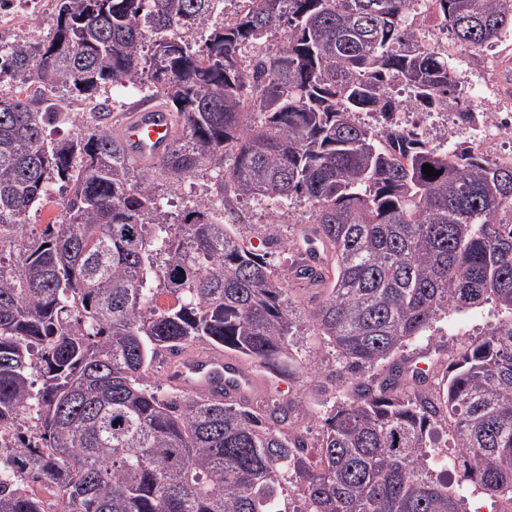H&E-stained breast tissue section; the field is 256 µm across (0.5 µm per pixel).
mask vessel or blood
<instances>
[{"mask_svg": "<svg viewBox=\"0 0 512 512\" xmlns=\"http://www.w3.org/2000/svg\"><path fill=\"white\" fill-rule=\"evenodd\" d=\"M123 138L132 156L141 162L155 159L171 144L172 130L155 110L144 109L125 125ZM175 381L193 393L214 396L217 386L245 394L253 385L252 376L241 365L219 353H207L182 361L173 370Z\"/></svg>", "mask_w": 512, "mask_h": 512, "instance_id": "b4317fda", "label": "vessel or blood"}]
</instances>
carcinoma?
<instances>
[{
  "label": "carcinoma",
  "mask_w": 512,
  "mask_h": 512,
  "mask_svg": "<svg viewBox=\"0 0 512 512\" xmlns=\"http://www.w3.org/2000/svg\"><path fill=\"white\" fill-rule=\"evenodd\" d=\"M417 0H56L47 45L0 44V73L40 84L42 106L0 99V512H463L429 460L512 512V163L477 146L437 151L393 125L406 90L433 112L460 99L448 58L408 23ZM460 47L512 31V0H434ZM182 31L201 33L191 43ZM278 53L243 61L258 35ZM112 83L167 113L171 150L138 166ZM94 103L83 130L58 101ZM375 112L385 125L355 120ZM208 164L212 196L180 214L162 187ZM442 172L429 177L423 164ZM66 223L26 241L51 183ZM310 204L315 266L288 268L224 221L233 201ZM493 300L511 313L407 387L405 347L450 312ZM334 357L317 454L305 407L212 399L152 373L161 352L223 351L254 367H303L301 324ZM41 382H36L32 376ZM449 423L457 453L433 443ZM34 423V436L17 433ZM107 96L109 97L108 103L111 105L112 127H115L117 124L126 120L125 116H127V114H123L125 112L124 109H126V106L120 107V105L122 103H132L139 99V97L132 91L122 87H112V85L106 88V93L101 92L98 99L103 100Z\"/></svg>",
  "instance_id": "carcinoma-1"
}]
</instances>
